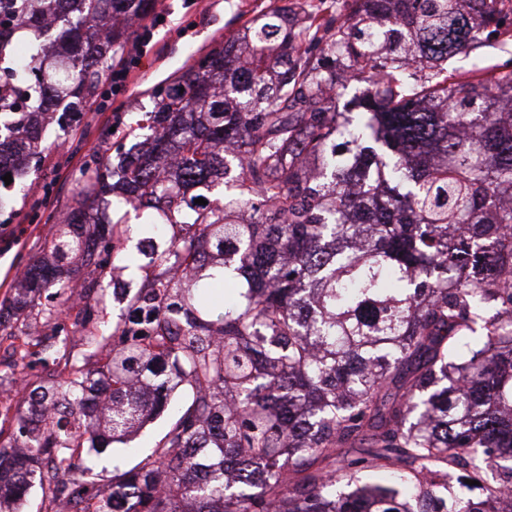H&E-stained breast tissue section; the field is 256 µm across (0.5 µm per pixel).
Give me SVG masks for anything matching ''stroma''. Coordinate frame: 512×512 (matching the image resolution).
I'll list each match as a JSON object with an SVG mask.
<instances>
[{
	"instance_id": "35a3bbf8",
	"label": "stroma",
	"mask_w": 512,
	"mask_h": 512,
	"mask_svg": "<svg viewBox=\"0 0 512 512\" xmlns=\"http://www.w3.org/2000/svg\"><path fill=\"white\" fill-rule=\"evenodd\" d=\"M285 0H156L155 14L164 16L124 91L113 95L106 111L95 112L83 101L73 116L51 115L44 123L43 136L57 142L49 155L30 159L24 172L8 187L0 185V302L14 296L17 276L36 260L49 257L52 232L68 223L77 206L76 184L82 169L92 159L116 167L120 154L131 146L123 132L153 111L160 91L166 89L189 65L210 50L223 46L255 15ZM70 284L69 300L57 305L50 292H41L40 307H57L54 321L28 319L22 339L0 337V421L12 419L22 400L14 383L13 353L24 343H32L24 372L32 382L52 372L48 359L58 338L69 337L73 353H82L80 337L73 330L75 317L86 303L84 275L65 272ZM168 427L167 414H160L134 435L129 443H115L94 457L104 480L132 469L146 455Z\"/></svg>"
}]
</instances>
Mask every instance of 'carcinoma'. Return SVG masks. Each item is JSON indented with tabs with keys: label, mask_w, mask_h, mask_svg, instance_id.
Instances as JSON below:
<instances>
[{
	"label": "carcinoma",
	"mask_w": 512,
	"mask_h": 512,
	"mask_svg": "<svg viewBox=\"0 0 512 512\" xmlns=\"http://www.w3.org/2000/svg\"><path fill=\"white\" fill-rule=\"evenodd\" d=\"M346 2L323 21L271 8L159 94L121 183L174 232L140 265L131 315L98 321L131 225L52 235L56 261L86 275V349L61 343L43 384L19 376L17 435L0 443L12 512L35 486L74 512H512V71L448 73L512 39V0ZM153 4L0 0V71L23 100L72 112ZM59 16L55 52L16 60V32ZM7 115L0 153L52 150ZM219 179L224 199L185 207ZM110 189L85 166L74 217ZM217 258L225 284L249 281L222 307L210 284L182 286ZM33 269V289L67 300L66 281ZM25 296L0 303L1 336L55 316L12 308ZM185 389L191 403L170 406ZM169 406L136 467L104 484L83 463Z\"/></svg>",
	"instance_id": "carcinoma-1"
}]
</instances>
